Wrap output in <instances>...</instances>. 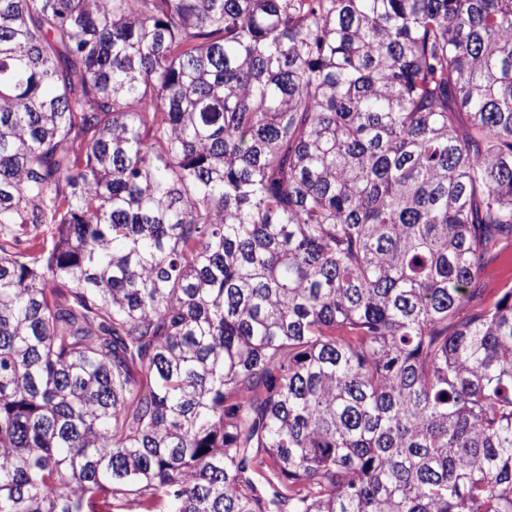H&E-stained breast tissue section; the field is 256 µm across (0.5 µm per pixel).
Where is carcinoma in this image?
<instances>
[{"instance_id":"obj_1","label":"carcinoma","mask_w":512,"mask_h":512,"mask_svg":"<svg viewBox=\"0 0 512 512\" xmlns=\"http://www.w3.org/2000/svg\"><path fill=\"white\" fill-rule=\"evenodd\" d=\"M512 0H0V512H512Z\"/></svg>"}]
</instances>
